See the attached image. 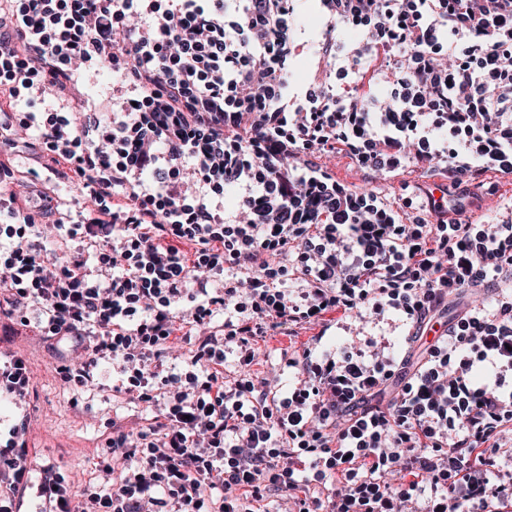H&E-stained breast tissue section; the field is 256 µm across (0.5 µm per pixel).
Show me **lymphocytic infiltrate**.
I'll return each instance as SVG.
<instances>
[{
	"mask_svg": "<svg viewBox=\"0 0 512 512\" xmlns=\"http://www.w3.org/2000/svg\"><path fill=\"white\" fill-rule=\"evenodd\" d=\"M298 2L0 0V329L72 346L71 405L108 369L152 413L111 423L105 485L74 495L29 456L7 352L0 512H512V218L430 199L403 223L313 160L438 162L463 194L512 175V0H317L319 31ZM381 48L387 91L337 93ZM331 314L335 346L251 374L259 338Z\"/></svg>",
	"mask_w": 512,
	"mask_h": 512,
	"instance_id": "1",
	"label": "lymphocytic infiltrate"
}]
</instances>
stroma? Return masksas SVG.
<instances>
[{
	"label": "stroma",
	"instance_id": "obj_1",
	"mask_svg": "<svg viewBox=\"0 0 512 512\" xmlns=\"http://www.w3.org/2000/svg\"><path fill=\"white\" fill-rule=\"evenodd\" d=\"M318 162L349 190L378 193L401 216L407 212L405 198L409 193L438 198L453 192L446 172L437 164L411 162L388 174L386 179L375 181L351 154L323 155ZM466 206L468 215L474 218L485 221L496 218L512 206V176L486 172L481 186L467 198ZM318 335L332 345L338 332L333 327L325 330L321 325L307 324L265 336L257 343L258 357L251 367L252 374L264 376L272 365L279 363L282 354L303 350ZM9 347L28 357L33 375L30 456L39 463H50L62 472L76 474L84 484L99 486L104 475L96 469L92 456L105 438L109 422L117 419L142 426L149 419V412L113 396L108 390L94 391L79 407H71L69 394L55 371L56 365L69 358V351L48 347L32 328L17 331Z\"/></svg>",
	"mask_w": 512,
	"mask_h": 512
}]
</instances>
